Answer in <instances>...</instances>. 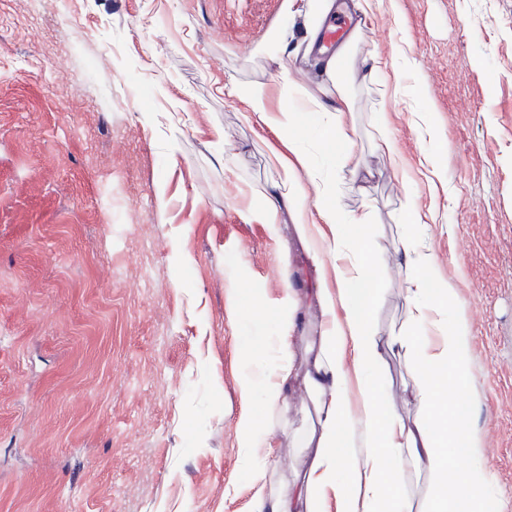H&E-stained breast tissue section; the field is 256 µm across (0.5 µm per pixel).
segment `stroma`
<instances>
[{
    "mask_svg": "<svg viewBox=\"0 0 512 512\" xmlns=\"http://www.w3.org/2000/svg\"><path fill=\"white\" fill-rule=\"evenodd\" d=\"M366 19L342 75L356 136L338 205L374 215L382 335L442 332L408 323L404 243L456 289L484 493L512 512V0H375ZM287 23L304 36L284 0H0V512H251L256 463L276 495L303 476L321 312L292 213L251 215L282 178L280 141L237 95L315 90L314 56L264 46ZM412 205L435 222L399 223ZM290 311L288 402L255 395L246 451L243 366L277 374L267 339Z\"/></svg>",
    "mask_w": 512,
    "mask_h": 512,
    "instance_id": "stroma-1",
    "label": "stroma"
}]
</instances>
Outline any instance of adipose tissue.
I'll return each instance as SVG.
<instances>
[{"instance_id": "ef3b65f1", "label": "adipose tissue", "mask_w": 512, "mask_h": 512, "mask_svg": "<svg viewBox=\"0 0 512 512\" xmlns=\"http://www.w3.org/2000/svg\"><path fill=\"white\" fill-rule=\"evenodd\" d=\"M347 54L342 46L330 57L316 90L282 87L279 104H272L268 86L260 82L241 94L244 120L258 121L288 141L287 152L270 156L283 177L255 218L275 224L281 208L293 213L313 262L309 293L322 314L319 342L304 376L317 419L306 478L290 494L272 495L264 473H257L255 512H322L329 488L336 492V512H415L396 480L406 461L436 477L430 512H491L481 492L486 472L477 463L473 406L462 396L452 403L446 398L448 390L468 388L471 346L462 318L449 319L446 339L437 347L410 332L380 335L373 323L385 268L372 258V214L348 215L337 205L340 175L353 160L355 131L352 101L339 84L340 62ZM312 124L332 158V175H323L297 146ZM310 193L315 199L308 207L303 200ZM403 255L419 269L408 290L412 321H423L432 310L456 308L455 293L438 278L433 255L409 246ZM397 349L410 360L411 383L384 396L381 370L386 355ZM406 405L422 413V420L406 423L401 415ZM452 448L473 458V465L461 473L449 471Z\"/></svg>"}]
</instances>
